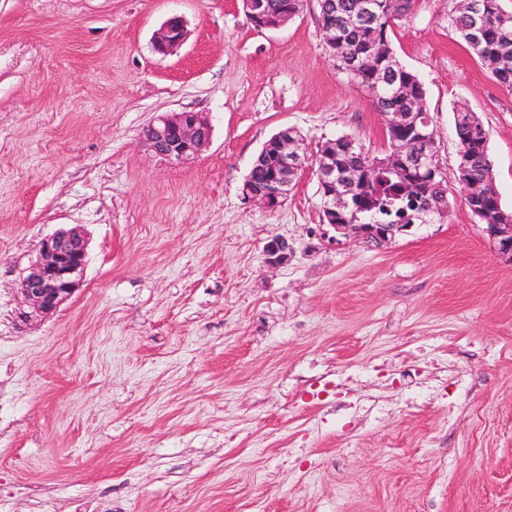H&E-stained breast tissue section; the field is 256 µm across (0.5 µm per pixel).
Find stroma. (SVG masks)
I'll return each mask as SVG.
<instances>
[{
	"mask_svg": "<svg viewBox=\"0 0 512 512\" xmlns=\"http://www.w3.org/2000/svg\"><path fill=\"white\" fill-rule=\"evenodd\" d=\"M450 7L389 31L448 210L374 246L320 214L322 144L389 143L314 0L263 31L239 0H0V512H512V263L458 191L454 128L480 116L512 211V88ZM173 16L187 39L158 54ZM183 111L211 138L171 163L144 131ZM287 127L308 166L277 209L243 201ZM73 226L77 291L21 320L40 241ZM273 166V149H270L269 151H267V153H259L256 159L254 160V163L249 172L252 181L255 184H264L265 182H267L271 178ZM264 252L267 256V263L271 267H278L288 262L294 253V249L288 243V240L273 237L264 246Z\"/></svg>",
	"mask_w": 512,
	"mask_h": 512,
	"instance_id": "stroma-1",
	"label": "stroma"
}]
</instances>
